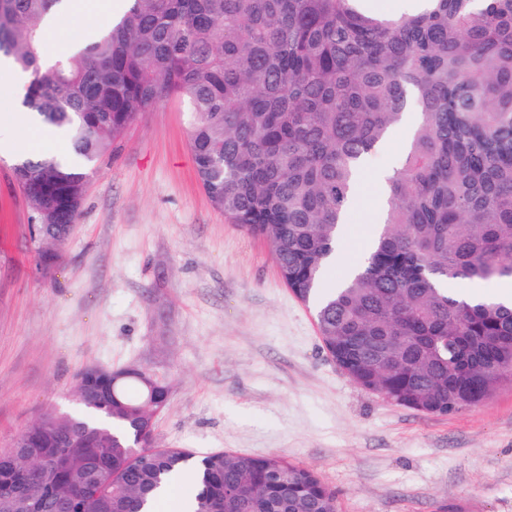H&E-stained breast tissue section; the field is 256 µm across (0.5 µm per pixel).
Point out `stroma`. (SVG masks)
<instances>
[{
	"instance_id": "35a3bbf8",
	"label": "stroma",
	"mask_w": 512,
	"mask_h": 512,
	"mask_svg": "<svg viewBox=\"0 0 512 512\" xmlns=\"http://www.w3.org/2000/svg\"><path fill=\"white\" fill-rule=\"evenodd\" d=\"M105 22L66 17L40 47L45 63ZM189 136L174 98L132 123L90 173L49 271L14 161L0 155V448L45 412H76L85 368H139L168 388L158 446L283 456L314 471L340 512H512V387L443 415L351 381L268 245L211 204ZM406 138L360 175L328 284L367 252L385 194L376 176L398 167Z\"/></svg>"
}]
</instances>
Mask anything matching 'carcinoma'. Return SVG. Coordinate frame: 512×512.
<instances>
[{"instance_id": "cac0c4a2", "label": "carcinoma", "mask_w": 512, "mask_h": 512, "mask_svg": "<svg viewBox=\"0 0 512 512\" xmlns=\"http://www.w3.org/2000/svg\"><path fill=\"white\" fill-rule=\"evenodd\" d=\"M58 0H0V53L30 73L23 104L67 131L71 163L17 165L36 225L63 241L88 171L140 115L175 98L211 203L263 237L321 339L356 384L423 413L483 404L512 384V304L457 286L512 278V0H424L397 18L366 0H129L64 61L42 63ZM413 111L366 255L324 287L355 205L358 172ZM112 388L79 376L76 414L45 413L25 435L51 442L47 480L30 449H0V500L54 512H150L193 476L191 512H338L315 473L278 455L155 445L166 386L118 370Z\"/></svg>"}]
</instances>
